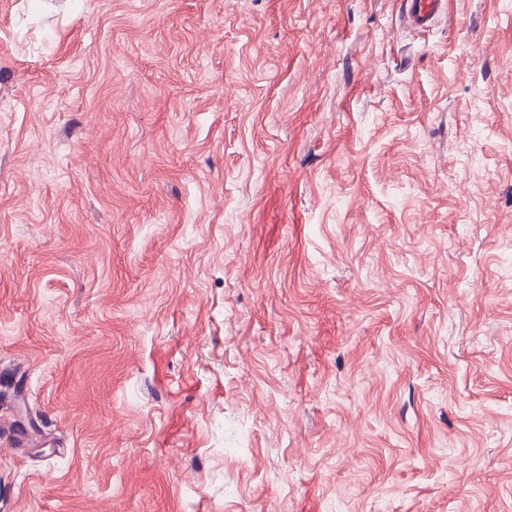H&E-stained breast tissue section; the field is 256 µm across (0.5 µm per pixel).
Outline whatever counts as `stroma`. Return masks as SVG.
Segmentation results:
<instances>
[{"mask_svg":"<svg viewBox=\"0 0 512 512\" xmlns=\"http://www.w3.org/2000/svg\"><path fill=\"white\" fill-rule=\"evenodd\" d=\"M0 0V512H512V0ZM449 0H406L405 24L414 29H427L438 23L448 10Z\"/></svg>","mask_w":512,"mask_h":512,"instance_id":"35a3bbf8","label":"stroma"}]
</instances>
